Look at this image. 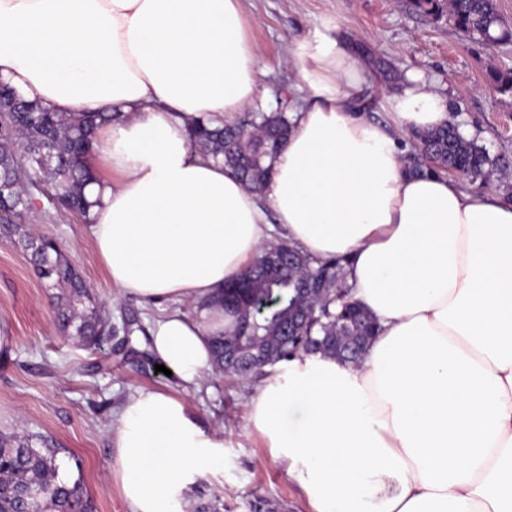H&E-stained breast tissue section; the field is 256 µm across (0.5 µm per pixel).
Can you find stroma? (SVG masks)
<instances>
[{
    "instance_id": "stroma-1",
    "label": "stroma",
    "mask_w": 512,
    "mask_h": 512,
    "mask_svg": "<svg viewBox=\"0 0 512 512\" xmlns=\"http://www.w3.org/2000/svg\"><path fill=\"white\" fill-rule=\"evenodd\" d=\"M261 52L259 109L287 108L295 73L288 56L302 40L340 41L369 78L356 104L372 120L390 125L391 102L413 75H420L449 102L451 121L484 146L495 166L489 178L471 181L452 173L457 188L512 200V93L498 92L491 72L512 74V44L487 46L461 34L447 16L419 14L411 0H244ZM30 222L55 237L65 258L91 287L102 315L141 326L99 347L83 349L61 334L54 304L62 290L35 274L27 255L0 239V321L12 344L0 350V433L46 438L59 447L60 476L80 481L96 512H131L111 479L117 450L110 427L121 402L141 388L178 392L207 429L224 432V466L196 476L185 496L218 497L224 512H307L305 499L258 436L247 429L251 381L212 372L200 386L184 389L174 376L155 372L145 331L162 314L159 306L125 297L103 274L82 217L61 208L50 183L30 191Z\"/></svg>"
}]
</instances>
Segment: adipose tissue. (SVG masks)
<instances>
[{"label": "adipose tissue", "instance_id": "obj_1", "mask_svg": "<svg viewBox=\"0 0 512 512\" xmlns=\"http://www.w3.org/2000/svg\"><path fill=\"white\" fill-rule=\"evenodd\" d=\"M251 28L242 0H0V80L63 114L120 109L95 131L85 222L121 294L172 303L151 346L186 385L231 323L208 302L263 247L347 259L379 325L362 361L290 358L248 401L309 512H512V201L405 174L400 137L445 125L447 99L410 77L389 133L326 40L292 50L288 143L249 191L189 130L257 100ZM110 439L132 512H185L188 484L224 466L223 434L163 391L129 394Z\"/></svg>", "mask_w": 512, "mask_h": 512}]
</instances>
